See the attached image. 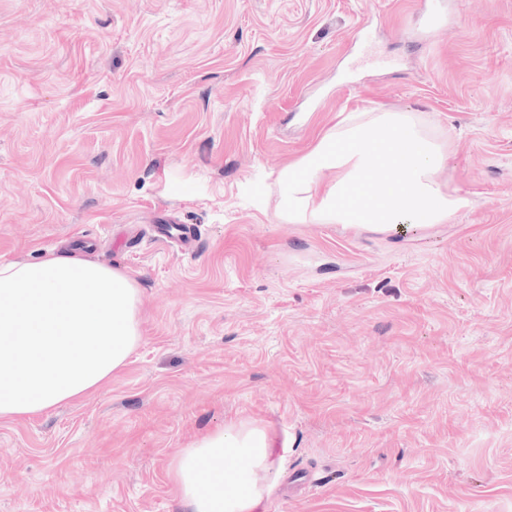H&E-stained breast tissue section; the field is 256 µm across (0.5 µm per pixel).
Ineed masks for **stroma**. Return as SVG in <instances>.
<instances>
[{
  "label": "stroma",
  "instance_id": "stroma-1",
  "mask_svg": "<svg viewBox=\"0 0 512 512\" xmlns=\"http://www.w3.org/2000/svg\"><path fill=\"white\" fill-rule=\"evenodd\" d=\"M379 106L465 206L281 218ZM69 242L136 279L142 342L0 420V512H189L171 462L232 420L288 444L263 512H512V0H0V263Z\"/></svg>",
  "mask_w": 512,
  "mask_h": 512
}]
</instances>
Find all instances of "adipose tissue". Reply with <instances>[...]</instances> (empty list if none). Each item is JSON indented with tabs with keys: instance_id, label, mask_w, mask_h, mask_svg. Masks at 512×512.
<instances>
[{
	"instance_id": "obj_1",
	"label": "adipose tissue",
	"mask_w": 512,
	"mask_h": 512,
	"mask_svg": "<svg viewBox=\"0 0 512 512\" xmlns=\"http://www.w3.org/2000/svg\"><path fill=\"white\" fill-rule=\"evenodd\" d=\"M445 160L407 113H349L281 173V214L370 233L444 224L464 204L436 179ZM324 171L335 180L321 182ZM138 307L134 278L72 250L0 263V419H27L108 381L141 341ZM282 461L263 425L237 421L182 449L171 473L191 512H259Z\"/></svg>"
}]
</instances>
